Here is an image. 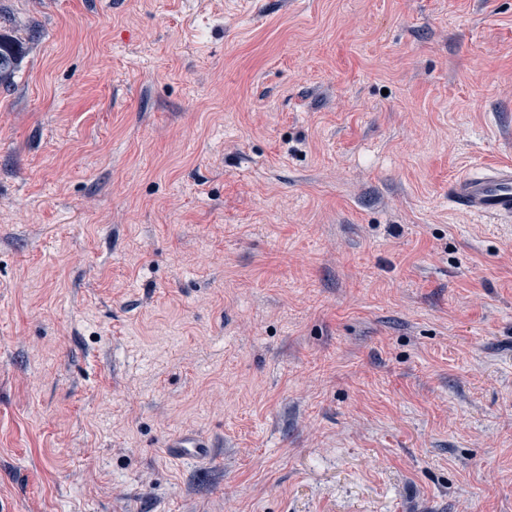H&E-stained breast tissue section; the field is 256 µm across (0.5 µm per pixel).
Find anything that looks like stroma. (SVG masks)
<instances>
[{
    "label": "stroma",
    "mask_w": 512,
    "mask_h": 512,
    "mask_svg": "<svg viewBox=\"0 0 512 512\" xmlns=\"http://www.w3.org/2000/svg\"><path fill=\"white\" fill-rule=\"evenodd\" d=\"M0 25V512H512V0ZM23 38L0 33V86L12 83L24 58ZM448 203L473 215L512 219V164L478 166L453 178ZM168 448H175L177 455L180 457L195 458L207 453V448L214 447L195 435H182L173 441Z\"/></svg>",
    "instance_id": "stroma-1"
}]
</instances>
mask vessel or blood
<instances>
[{
	"instance_id": "obj_1",
	"label": "vessel or blood",
	"mask_w": 512,
	"mask_h": 512,
	"mask_svg": "<svg viewBox=\"0 0 512 512\" xmlns=\"http://www.w3.org/2000/svg\"><path fill=\"white\" fill-rule=\"evenodd\" d=\"M448 202L455 209L477 215L512 219V164L471 168L450 180ZM178 456L195 458L206 453L205 440L184 435L172 443Z\"/></svg>"
}]
</instances>
